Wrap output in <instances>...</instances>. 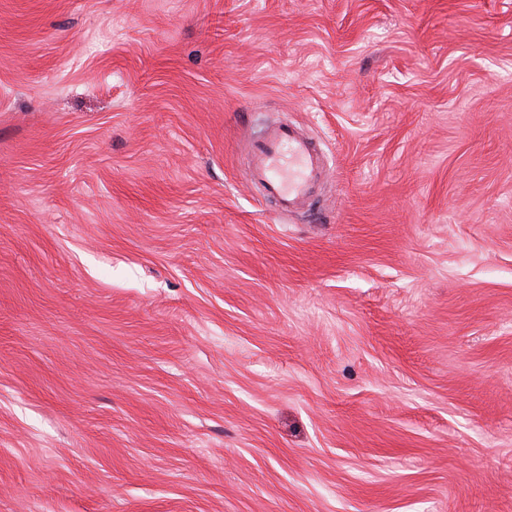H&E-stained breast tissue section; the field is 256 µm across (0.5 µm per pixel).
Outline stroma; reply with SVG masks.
<instances>
[{
  "label": "stroma",
  "instance_id": "stroma-1",
  "mask_svg": "<svg viewBox=\"0 0 512 512\" xmlns=\"http://www.w3.org/2000/svg\"><path fill=\"white\" fill-rule=\"evenodd\" d=\"M0 512H512V0H0ZM323 169L316 143L295 125L267 123L248 142L245 178L283 213H292L315 196Z\"/></svg>",
  "mask_w": 512,
  "mask_h": 512
}]
</instances>
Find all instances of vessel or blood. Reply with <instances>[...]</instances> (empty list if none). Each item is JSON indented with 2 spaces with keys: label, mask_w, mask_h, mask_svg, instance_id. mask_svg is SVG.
Here are the masks:
<instances>
[{
  "label": "vessel or blood",
  "mask_w": 512,
  "mask_h": 512,
  "mask_svg": "<svg viewBox=\"0 0 512 512\" xmlns=\"http://www.w3.org/2000/svg\"><path fill=\"white\" fill-rule=\"evenodd\" d=\"M323 169L316 143L295 125L268 123L248 142L245 178L282 212H293L315 196Z\"/></svg>",
  "instance_id": "1"
}]
</instances>
